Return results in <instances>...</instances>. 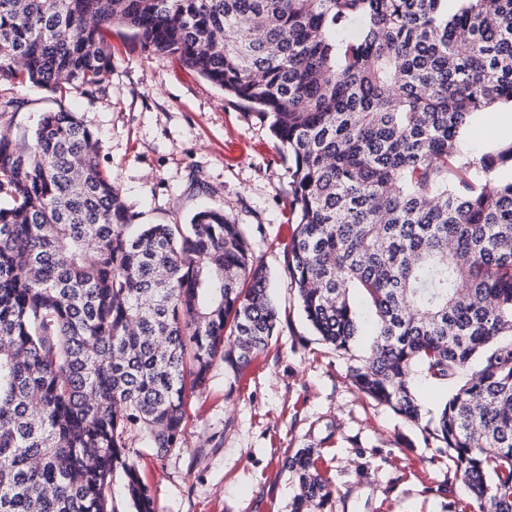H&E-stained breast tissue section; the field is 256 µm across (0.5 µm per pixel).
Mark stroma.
Listing matches in <instances>:
<instances>
[{"label":"stroma","instance_id":"35a3bbf8","mask_svg":"<svg viewBox=\"0 0 512 512\" xmlns=\"http://www.w3.org/2000/svg\"><path fill=\"white\" fill-rule=\"evenodd\" d=\"M105 95L58 97L0 84V127L41 112L77 113L98 138V162L139 223L189 222L208 204L243 224L269 273L278 340L241 372L216 362L187 405L178 448L165 457L132 440L156 512H289L286 452L311 446L334 490L333 512H446L469 500L446 455L417 426L350 382L348 355L314 336L285 275L294 230L288 164L266 123L223 91L113 28ZM474 157L512 142V105L475 115L463 135Z\"/></svg>","mask_w":512,"mask_h":512}]
</instances>
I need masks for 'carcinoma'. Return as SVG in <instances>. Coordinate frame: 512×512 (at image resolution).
<instances>
[{
    "instance_id": "cac0c4a2",
    "label": "carcinoma",
    "mask_w": 512,
    "mask_h": 512,
    "mask_svg": "<svg viewBox=\"0 0 512 512\" xmlns=\"http://www.w3.org/2000/svg\"><path fill=\"white\" fill-rule=\"evenodd\" d=\"M0 0V82L106 93L133 32L267 123L288 158L286 275L356 388L448 454L470 499L512 512V142L465 151L512 104V0ZM0 512L155 503L129 441L178 447L188 393L276 334L243 225L203 207L138 224L75 113L0 129ZM360 294L376 319L353 353ZM446 388L430 416L418 376ZM290 512H332L300 448ZM512 140V106L501 104L490 112H479L463 135V142L479 159L493 154Z\"/></svg>"
}]
</instances>
